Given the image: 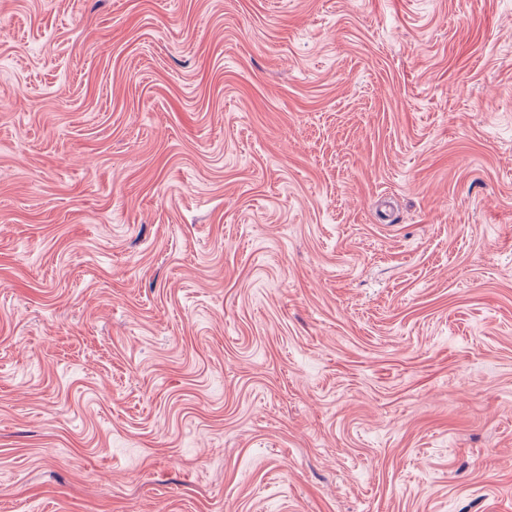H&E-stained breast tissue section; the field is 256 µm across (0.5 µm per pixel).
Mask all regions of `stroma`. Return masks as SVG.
Returning <instances> with one entry per match:
<instances>
[{
	"label": "stroma",
	"mask_w": 512,
	"mask_h": 512,
	"mask_svg": "<svg viewBox=\"0 0 512 512\" xmlns=\"http://www.w3.org/2000/svg\"><path fill=\"white\" fill-rule=\"evenodd\" d=\"M0 512H512V0H0Z\"/></svg>",
	"instance_id": "35a3bbf8"
}]
</instances>
